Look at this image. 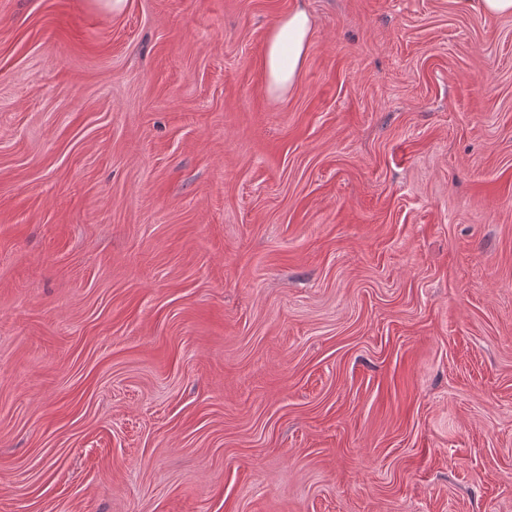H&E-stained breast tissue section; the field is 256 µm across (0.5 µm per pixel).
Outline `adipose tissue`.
Returning a JSON list of instances; mask_svg holds the SVG:
<instances>
[{
    "instance_id": "adipose-tissue-1",
    "label": "adipose tissue",
    "mask_w": 512,
    "mask_h": 512,
    "mask_svg": "<svg viewBox=\"0 0 512 512\" xmlns=\"http://www.w3.org/2000/svg\"><path fill=\"white\" fill-rule=\"evenodd\" d=\"M311 18L301 7L288 12L270 32L265 55L268 88L286 91L296 81L309 45Z\"/></svg>"
}]
</instances>
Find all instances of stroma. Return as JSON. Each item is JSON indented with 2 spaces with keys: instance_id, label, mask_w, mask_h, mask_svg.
I'll return each instance as SVG.
<instances>
[{
  "instance_id": "1",
  "label": "stroma",
  "mask_w": 512,
  "mask_h": 512,
  "mask_svg": "<svg viewBox=\"0 0 512 512\" xmlns=\"http://www.w3.org/2000/svg\"><path fill=\"white\" fill-rule=\"evenodd\" d=\"M0 512H512V16L0 0ZM311 18L302 7L288 12L270 32L265 55L268 88L286 91L296 81L309 45Z\"/></svg>"
}]
</instances>
